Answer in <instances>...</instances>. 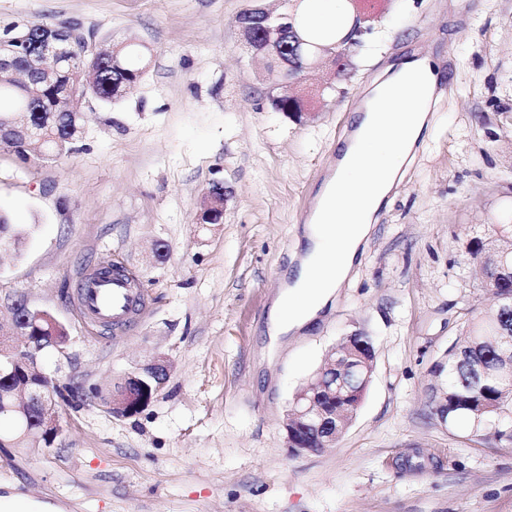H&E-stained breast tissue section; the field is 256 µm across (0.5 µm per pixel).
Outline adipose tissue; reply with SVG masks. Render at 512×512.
<instances>
[{"mask_svg": "<svg viewBox=\"0 0 512 512\" xmlns=\"http://www.w3.org/2000/svg\"><path fill=\"white\" fill-rule=\"evenodd\" d=\"M438 75L431 62H405L376 84L336 146V166L324 181L305 228V249L284 276L268 319L270 346L320 318L359 262L379 209L429 125Z\"/></svg>", "mask_w": 512, "mask_h": 512, "instance_id": "obj_1", "label": "adipose tissue"}]
</instances>
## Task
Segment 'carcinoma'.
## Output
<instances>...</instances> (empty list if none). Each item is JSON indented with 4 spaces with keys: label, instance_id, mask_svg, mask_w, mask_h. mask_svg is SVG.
I'll return each mask as SVG.
<instances>
[{
    "label": "carcinoma",
    "instance_id": "carcinoma-1",
    "mask_svg": "<svg viewBox=\"0 0 512 512\" xmlns=\"http://www.w3.org/2000/svg\"><path fill=\"white\" fill-rule=\"evenodd\" d=\"M350 27L345 15L331 32H318L292 21L294 38L289 41L291 51L285 54L297 64L314 55L324 45L338 43L342 32ZM75 51L65 60L57 73L43 85L42 96L30 105L25 121L34 136L25 140L14 139L0 148L28 160L32 151L39 159L49 162L71 156L82 133L79 113L74 103L93 99L104 104L121 101L127 83L142 81L150 50L130 43L112 53L105 51L98 59L81 52L79 40L73 41ZM38 53L31 41L20 48L9 62L24 77H30L27 58ZM8 101L12 112L24 105L19 86L12 81L0 80V101ZM35 232L33 224H17L12 214L0 209V240L9 244L16 255H21ZM495 241L500 247L512 245V218L501 217L490 236L476 235L466 247V254L483 250L486 242ZM472 275L481 287L502 296V308L483 316L465 320L460 335L448 346L445 360L435 365L442 374L441 382L432 390L431 402L440 413L448 412L444 422L448 430L469 441L492 437L498 442L512 445V372L506 370L505 353H512V278L499 275L493 268L472 265ZM348 368L350 379L359 395L346 397L342 391L336 396V405L346 409L345 423L351 424L367 392L362 386L366 369L358 352L337 353Z\"/></svg>",
    "mask_w": 512,
    "mask_h": 512
}]
</instances>
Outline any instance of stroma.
<instances>
[{
    "label": "stroma",
    "mask_w": 512,
    "mask_h": 512,
    "mask_svg": "<svg viewBox=\"0 0 512 512\" xmlns=\"http://www.w3.org/2000/svg\"><path fill=\"white\" fill-rule=\"evenodd\" d=\"M243 5L0 0V29L74 21L152 53L120 103L81 104L71 157L23 163L0 151V207L37 227L22 256L0 249V299L25 296L66 326L64 351L44 367L79 392L106 391L155 355L173 362L136 416L63 405L53 449L0 448V494L59 512H512V447L452 435L430 400L464 313L494 304L465 251L512 207V0H392L345 93L302 122L264 97V62L235 26ZM419 55L442 71L427 135L331 308L268 353L271 305L351 114ZM216 180L229 191L224 221L203 224ZM102 258L144 296L117 332L78 303ZM354 333L375 352L356 417L335 447L293 453V394Z\"/></svg>",
    "instance_id": "stroma-1"
}]
</instances>
